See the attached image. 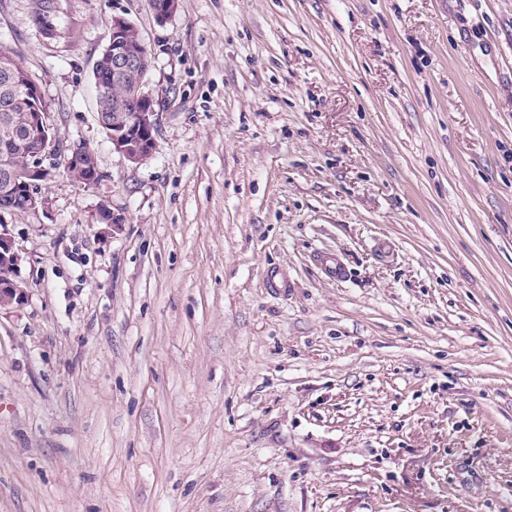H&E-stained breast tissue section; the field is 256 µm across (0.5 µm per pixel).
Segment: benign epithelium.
I'll return each mask as SVG.
<instances>
[{"label": "benign epithelium", "instance_id": "7a95c632", "mask_svg": "<svg viewBox=\"0 0 512 512\" xmlns=\"http://www.w3.org/2000/svg\"><path fill=\"white\" fill-rule=\"evenodd\" d=\"M143 48V41L134 42L130 38L128 21L123 17L113 18L106 47L111 58L112 83L122 86L126 79H133L128 99L134 102V108L130 112H114L108 119L99 112L97 121L100 126L110 128L113 149L135 165L143 164L153 156L158 121L154 99L144 81L152 62H144ZM0 72L8 81L17 83L25 78L26 70L15 58L5 55L0 57ZM11 119V113H4L6 123L0 125L4 137L15 146V153L0 156V198L10 201L21 194L25 197V209L34 210L43 204V197L38 192L39 182L46 179L43 161L58 151L59 143L49 122V113L35 108L25 113L19 123H13ZM68 152L71 177L85 185L92 184L99 172L94 153L81 143L70 145ZM23 154L28 155V162L21 170L16 166V157ZM0 262L12 269L11 278L0 282V308L23 304L27 291L18 279L21 256L5 224L0 226Z\"/></svg>", "mask_w": 512, "mask_h": 512}]
</instances>
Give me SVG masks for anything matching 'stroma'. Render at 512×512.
Instances as JSON below:
<instances>
[{"instance_id": "obj_1", "label": "stroma", "mask_w": 512, "mask_h": 512, "mask_svg": "<svg viewBox=\"0 0 512 512\" xmlns=\"http://www.w3.org/2000/svg\"><path fill=\"white\" fill-rule=\"evenodd\" d=\"M0 50L101 172L0 214V512H512V0H0ZM130 24L123 17H116L112 20V31L106 53L111 58V70L105 58L101 54L95 66L99 67V74L106 81L124 87L125 79H133L128 99L134 102L135 106L131 112H116L121 94L113 92L108 97L99 99L97 108L98 124L104 128L106 125L111 129L108 134L111 138L112 147L122 154L130 163L135 165L147 162L155 151V132L157 129L158 112L154 107V99L151 93L146 90L145 75L152 65V56L144 65V57L141 53L145 48L140 35V40L132 41L129 32ZM140 73V79L136 74ZM107 76H105V75ZM102 112H114L112 118L105 119ZM21 256L15 249L14 241L7 230V224H2L0 228V263L1 261L13 271L11 278L5 283H1L2 279L8 275V270L1 263L0 266V308L11 307L13 305H22L27 298L26 288L18 279V270H20Z\"/></svg>"}]
</instances>
